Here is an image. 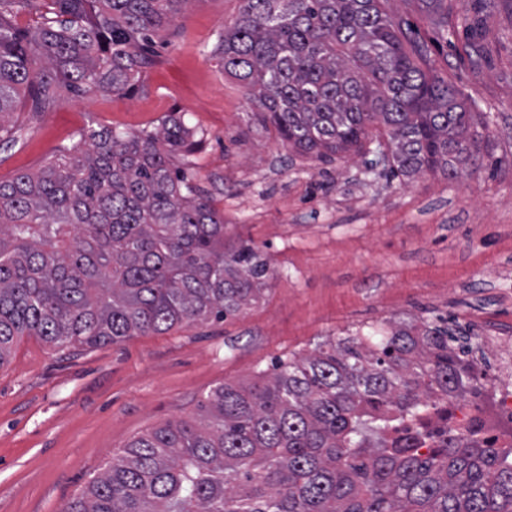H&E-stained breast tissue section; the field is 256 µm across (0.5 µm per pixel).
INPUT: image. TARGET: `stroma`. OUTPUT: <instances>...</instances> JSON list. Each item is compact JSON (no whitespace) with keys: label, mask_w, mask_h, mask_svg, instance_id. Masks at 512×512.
Returning a JSON list of instances; mask_svg holds the SVG:
<instances>
[{"label":"stroma","mask_w":512,"mask_h":512,"mask_svg":"<svg viewBox=\"0 0 512 512\" xmlns=\"http://www.w3.org/2000/svg\"><path fill=\"white\" fill-rule=\"evenodd\" d=\"M382 8L486 113L501 167L407 180L368 171L354 151L323 163L288 150L217 51L241 0H188L128 95L68 93L41 114L18 104L0 181L38 171L82 131L152 132L170 113L183 116L200 146L174 166L204 190L229 236L266 256L272 275L255 304L222 322L93 348L18 341L0 364V512H63L124 446L194 415L215 386L251 383L272 362L370 325L445 316L470 359L490 370L481 326L512 331V11L449 0L442 31L418 0Z\"/></svg>","instance_id":"stroma-1"}]
</instances>
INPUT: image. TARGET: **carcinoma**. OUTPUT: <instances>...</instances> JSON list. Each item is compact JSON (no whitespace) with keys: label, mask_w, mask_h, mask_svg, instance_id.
Masks as SVG:
<instances>
[{"label":"carcinoma","mask_w":512,"mask_h":512,"mask_svg":"<svg viewBox=\"0 0 512 512\" xmlns=\"http://www.w3.org/2000/svg\"><path fill=\"white\" fill-rule=\"evenodd\" d=\"M188 0H49L33 32L0 11V142L9 114L54 110L61 89L123 96ZM218 49L294 152L448 180L484 167L489 121L411 45L382 0H241ZM448 28V0H420ZM198 142L93 131L36 173L0 182V365L15 341L115 344L222 321L270 277L249 241L172 158ZM448 319L370 330L208 392L192 418L128 443L63 512H512V448L454 430L423 448L432 411L478 373Z\"/></svg>","instance_id":"carcinoma-1"}]
</instances>
